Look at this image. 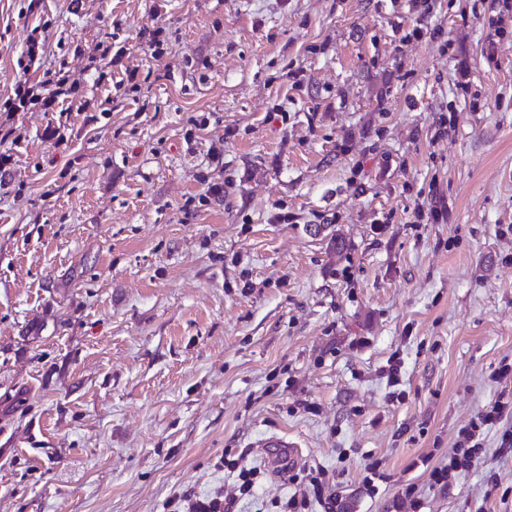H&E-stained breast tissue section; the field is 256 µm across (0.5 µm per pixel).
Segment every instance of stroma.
<instances>
[{"label": "stroma", "instance_id": "obj_1", "mask_svg": "<svg viewBox=\"0 0 512 512\" xmlns=\"http://www.w3.org/2000/svg\"><path fill=\"white\" fill-rule=\"evenodd\" d=\"M28 3L0 0V96L77 91L0 139V512H164L231 492L239 452L261 476L235 512L317 467L345 512H512L496 431L452 488L429 477L512 364V11ZM435 199L447 222L416 223Z\"/></svg>", "mask_w": 512, "mask_h": 512}]
</instances>
